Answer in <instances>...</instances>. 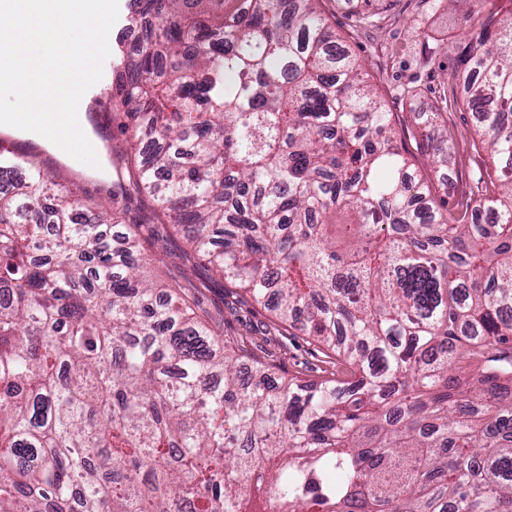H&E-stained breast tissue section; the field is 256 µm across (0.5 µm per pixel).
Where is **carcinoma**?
<instances>
[{"label": "carcinoma", "instance_id": "obj_1", "mask_svg": "<svg viewBox=\"0 0 512 512\" xmlns=\"http://www.w3.org/2000/svg\"><path fill=\"white\" fill-rule=\"evenodd\" d=\"M321 2L137 0L107 207L0 149V512H512V20L462 15L400 125ZM459 106L491 170L453 200ZM144 197L330 368L244 372L143 275Z\"/></svg>", "mask_w": 512, "mask_h": 512}]
</instances>
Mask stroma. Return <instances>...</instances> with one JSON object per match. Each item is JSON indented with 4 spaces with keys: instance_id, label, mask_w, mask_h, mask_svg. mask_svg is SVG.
I'll return each mask as SVG.
<instances>
[{
    "instance_id": "1",
    "label": "stroma",
    "mask_w": 512,
    "mask_h": 512,
    "mask_svg": "<svg viewBox=\"0 0 512 512\" xmlns=\"http://www.w3.org/2000/svg\"><path fill=\"white\" fill-rule=\"evenodd\" d=\"M322 7L335 34L347 36L349 47L369 76L374 78L390 111L426 112L438 104L443 92L440 77L455 71L456 54L452 51L440 53L433 65L424 69L417 65V54L410 51L409 44L412 39L410 23L418 16L425 18L435 38L457 33V15L445 10L440 0H374L371 10L378 13L381 20L363 28L352 25V0H323ZM407 87L415 89L416 98L404 96L403 90ZM448 118L458 136L442 175L450 180L458 177L463 184H472L486 173L484 165L475 164L471 159L469 140L474 118L471 112L459 108L451 110ZM127 222L140 233L151 257L146 268L150 278L162 283L180 282L187 293L197 297L203 311L223 317L221 329L225 336L244 338L271 352L277 361L279 375L314 377L318 362L304 337H280L273 328L271 311L251 306L188 256L183 233L158 222L151 201L132 202Z\"/></svg>"
}]
</instances>
